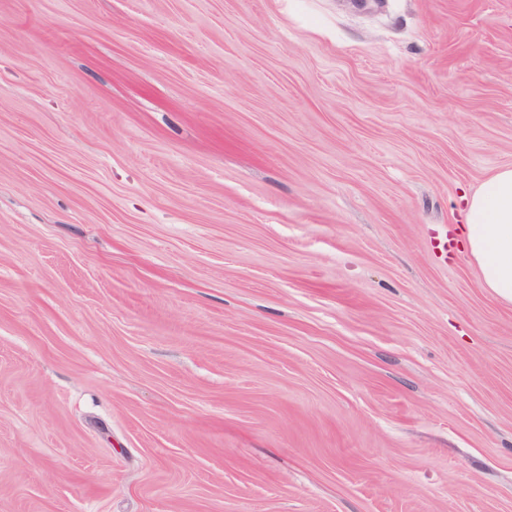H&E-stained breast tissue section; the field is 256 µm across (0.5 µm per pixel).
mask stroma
Listing matches in <instances>:
<instances>
[{
	"mask_svg": "<svg viewBox=\"0 0 512 512\" xmlns=\"http://www.w3.org/2000/svg\"><path fill=\"white\" fill-rule=\"evenodd\" d=\"M512 0H0V512H512ZM466 205L463 241L482 288L512 305V168L490 176Z\"/></svg>",
	"mask_w": 512,
	"mask_h": 512,
	"instance_id": "stroma-1",
	"label": "stroma"
}]
</instances>
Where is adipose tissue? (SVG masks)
I'll list each match as a JSON object with an SVG mask.
<instances>
[{
	"label": "adipose tissue",
	"instance_id": "adipose-tissue-1",
	"mask_svg": "<svg viewBox=\"0 0 512 512\" xmlns=\"http://www.w3.org/2000/svg\"><path fill=\"white\" fill-rule=\"evenodd\" d=\"M462 232L482 287L512 305V168L499 170L470 196Z\"/></svg>",
	"mask_w": 512,
	"mask_h": 512
}]
</instances>
